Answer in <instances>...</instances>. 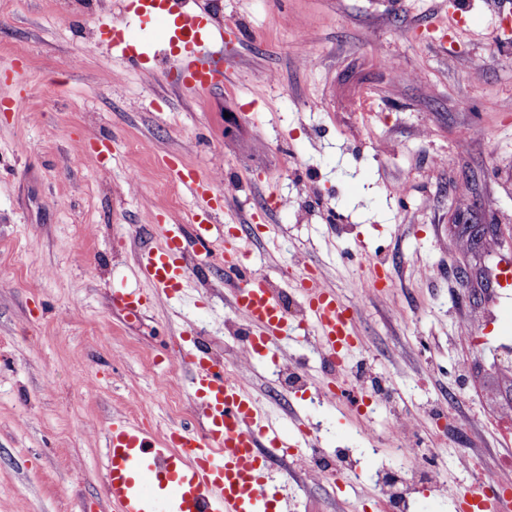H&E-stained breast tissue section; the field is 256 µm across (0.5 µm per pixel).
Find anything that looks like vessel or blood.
Segmentation results:
<instances>
[{
    "label": "vessel or blood",
    "instance_id": "b4317fda",
    "mask_svg": "<svg viewBox=\"0 0 512 512\" xmlns=\"http://www.w3.org/2000/svg\"><path fill=\"white\" fill-rule=\"evenodd\" d=\"M124 10L162 24L170 47L177 50L176 75L182 85L205 90L220 78L224 34L202 38L206 15L195 0H124ZM112 46L133 65L149 68L150 57L140 52L129 31L113 30ZM180 180L205 203L192 225L197 243L207 245L213 220L223 210L222 197L212 180L196 173ZM220 261L225 273L241 282L235 308L254 331L246 339L249 350L259 351L288 330L280 298L249 265L242 246L225 249ZM188 270L178 230L165 232L162 244L144 251L139 263L140 274L166 296L180 291ZM306 301L321 353L330 364L343 365L356 335L351 307L318 283L309 285ZM189 364L201 429L175 427L160 442L144 426L126 420H113L108 427L106 493L113 512H291V496L272 477L262 449L271 446L292 455L299 451L297 438L280 432L221 362L200 352ZM494 478L490 471L469 486L454 488L463 512L475 506L498 512L497 499L488 495Z\"/></svg>",
    "mask_w": 512,
    "mask_h": 512
}]
</instances>
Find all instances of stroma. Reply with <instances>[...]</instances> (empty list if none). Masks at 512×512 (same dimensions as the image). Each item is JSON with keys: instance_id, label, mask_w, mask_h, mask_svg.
I'll return each instance as SVG.
<instances>
[{"instance_id": "1", "label": "stroma", "mask_w": 512, "mask_h": 512, "mask_svg": "<svg viewBox=\"0 0 512 512\" xmlns=\"http://www.w3.org/2000/svg\"><path fill=\"white\" fill-rule=\"evenodd\" d=\"M197 2L224 29V79L205 93L106 50L116 19L163 40L123 0L0 7V99L24 103L0 109V512H112L107 428L200 427L177 361L200 346L277 423L301 417L324 452L349 450L359 476L333 482L268 449L294 512H392L379 476L405 471L386 432L404 413L428 450L409 512H461L430 476L462 486L512 459V288L498 277L512 260V0ZM171 160L213 179L224 210L211 255L192 253L181 292L158 299L137 259L202 206ZM235 242L291 325L245 363L237 282L213 261ZM380 266L383 287L365 291ZM304 272L355 311L343 371L393 387L376 412L324 397L334 373L300 324ZM289 367L301 386L284 384Z\"/></svg>"}]
</instances>
